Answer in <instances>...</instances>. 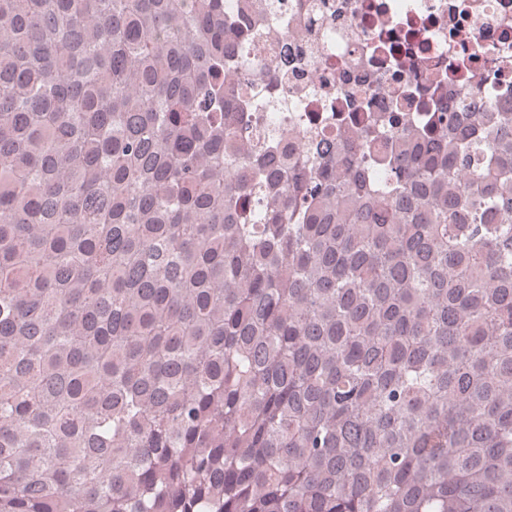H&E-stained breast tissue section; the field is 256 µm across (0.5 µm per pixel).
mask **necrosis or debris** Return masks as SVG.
Here are the masks:
<instances>
[{"label":"necrosis or debris","instance_id":"obj_1","mask_svg":"<svg viewBox=\"0 0 512 512\" xmlns=\"http://www.w3.org/2000/svg\"><path fill=\"white\" fill-rule=\"evenodd\" d=\"M253 18L270 35L250 89L270 92L276 106L260 122L292 146L310 129L335 136L358 100L374 98L375 111H389L388 87L411 90L408 113L419 122L432 109L433 76L454 102L468 101L483 76L492 95L512 94V0H304L303 8L289 7L281 26L264 10ZM285 42L302 66L274 82L269 70Z\"/></svg>","mask_w":512,"mask_h":512}]
</instances>
